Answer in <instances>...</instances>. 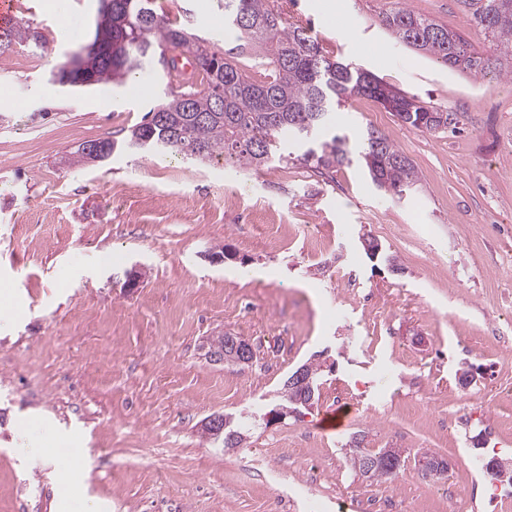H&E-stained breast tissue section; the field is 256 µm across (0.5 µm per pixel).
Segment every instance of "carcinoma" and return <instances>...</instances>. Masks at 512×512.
Returning a JSON list of instances; mask_svg holds the SVG:
<instances>
[{
	"instance_id": "obj_1",
	"label": "carcinoma",
	"mask_w": 512,
	"mask_h": 512,
	"mask_svg": "<svg viewBox=\"0 0 512 512\" xmlns=\"http://www.w3.org/2000/svg\"><path fill=\"white\" fill-rule=\"evenodd\" d=\"M471 24L495 54L484 55L456 31L425 17L404 0L379 14V22L404 46L474 77L496 73L512 78V0H464ZM224 21L239 32L243 45L259 56L265 78L255 80L235 60L210 50L207 42L157 12L156 0H112V15L97 16L93 42L99 45L92 64L94 83L120 82L146 68L176 80L171 90L118 143L100 144L178 155L206 161L229 155L241 168L272 166L288 160V148L317 172L361 161L371 181L385 192L402 194L418 181L412 161L385 135L367 127L353 136L332 132L331 115L350 97L378 101L402 124L422 132L448 129L450 112L392 89L375 75L326 57L301 26L287 25L270 0H224ZM14 43L46 44L26 22L0 30V48ZM200 63L191 74L179 61L192 52ZM305 411L302 391L283 387L280 403ZM253 417H238L224 434L207 429L206 439L224 438V447L240 448L250 435ZM354 436L349 461L367 479H391L385 467L387 449L361 447Z\"/></svg>"
}]
</instances>
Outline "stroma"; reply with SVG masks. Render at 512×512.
I'll list each match as a JSON object with an SVG mask.
<instances>
[{"instance_id": "35a3bbf8", "label": "stroma", "mask_w": 512, "mask_h": 512, "mask_svg": "<svg viewBox=\"0 0 512 512\" xmlns=\"http://www.w3.org/2000/svg\"><path fill=\"white\" fill-rule=\"evenodd\" d=\"M46 46L0 48V512H451L458 491L476 512L492 480L467 461L473 438L512 456V82L475 78L400 44L378 15L393 0H275L285 23L308 28L332 59L458 113L456 132L401 125L355 96L336 113L370 126L414 163L419 185L397 198L360 164L318 173L300 160L243 169L122 152L98 165L68 157L93 139H122L167 91L157 72L127 83L53 82L92 38L97 0H18ZM161 15L228 51L222 0H163ZM415 12L490 47L461 0H408ZM112 98L102 108L98 98ZM375 237L404 268L370 261ZM228 250L213 264L204 252ZM141 265L138 288L123 287ZM254 348L252 364L209 361L207 337ZM327 350L320 398L302 416L258 424L230 452L201 437L215 413L277 402L289 374ZM476 366L469 390L458 372ZM354 413L338 434L318 429L341 393ZM50 419L66 455L24 454L20 422ZM399 448L404 470L370 481L347 441ZM430 452L448 461L423 475ZM79 477L54 484L63 458Z\"/></svg>"}]
</instances>
